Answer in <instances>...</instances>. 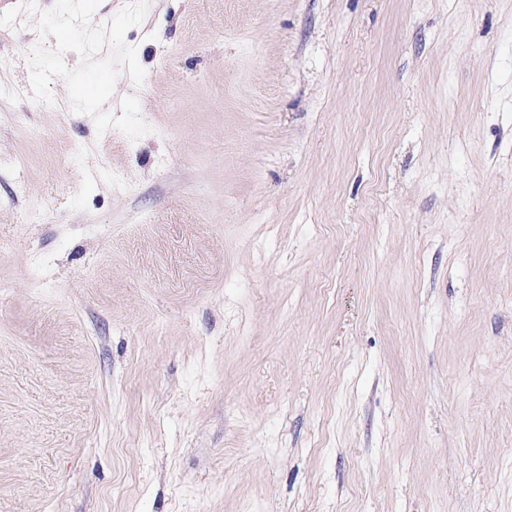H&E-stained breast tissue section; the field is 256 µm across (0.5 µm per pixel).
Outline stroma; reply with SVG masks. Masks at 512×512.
I'll use <instances>...</instances> for the list:
<instances>
[{"label":"stroma","instance_id":"stroma-1","mask_svg":"<svg viewBox=\"0 0 512 512\" xmlns=\"http://www.w3.org/2000/svg\"><path fill=\"white\" fill-rule=\"evenodd\" d=\"M147 135L0 32V512H512V0H151Z\"/></svg>","mask_w":512,"mask_h":512}]
</instances>
